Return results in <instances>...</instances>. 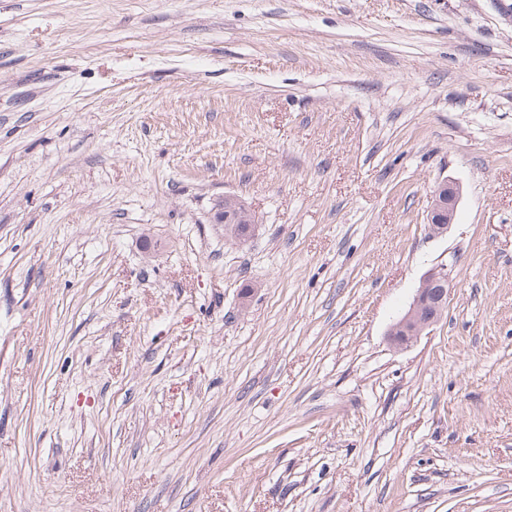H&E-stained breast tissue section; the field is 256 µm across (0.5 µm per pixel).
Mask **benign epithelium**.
<instances>
[{"mask_svg":"<svg viewBox=\"0 0 512 512\" xmlns=\"http://www.w3.org/2000/svg\"><path fill=\"white\" fill-rule=\"evenodd\" d=\"M461 194V186L458 183L446 180L433 191L428 224L430 236L443 235L454 223ZM451 281L452 268L444 264L425 273L409 310L391 325V341L397 345L407 344L433 326L445 310L446 298L451 291Z\"/></svg>","mask_w":512,"mask_h":512,"instance_id":"benign-epithelium-1","label":"benign epithelium"}]
</instances>
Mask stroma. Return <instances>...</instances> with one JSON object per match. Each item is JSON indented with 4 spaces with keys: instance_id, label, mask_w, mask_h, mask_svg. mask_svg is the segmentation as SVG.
Instances as JSON below:
<instances>
[{
    "instance_id": "obj_1",
    "label": "stroma",
    "mask_w": 512,
    "mask_h": 512,
    "mask_svg": "<svg viewBox=\"0 0 512 512\" xmlns=\"http://www.w3.org/2000/svg\"><path fill=\"white\" fill-rule=\"evenodd\" d=\"M0 512H512V0H0ZM462 194L461 186L456 182H441L433 191L430 201V236L443 235L454 223L457 206ZM234 208V206L224 205V197L219 198L213 209V223L224 224V227L230 231L231 237L241 239L246 236V233L250 228V224H233L235 222H233L230 210H233ZM451 281L452 267L444 264L425 273L409 310L391 325L388 333L391 341L396 345L408 344L433 326L445 310ZM396 333L400 336H395Z\"/></svg>"
}]
</instances>
